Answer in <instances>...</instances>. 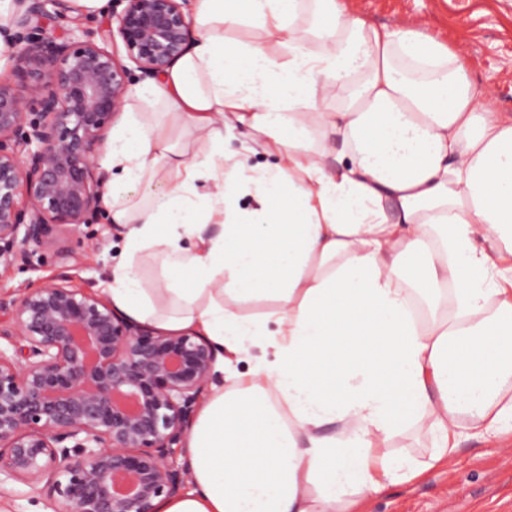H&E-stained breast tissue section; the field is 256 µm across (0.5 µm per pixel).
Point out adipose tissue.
<instances>
[{"label":"adipose tissue","instance_id":"adipose-tissue-1","mask_svg":"<svg viewBox=\"0 0 512 512\" xmlns=\"http://www.w3.org/2000/svg\"><path fill=\"white\" fill-rule=\"evenodd\" d=\"M302 2L196 0L198 38L130 86L106 146L100 204L125 231L112 306L236 355L273 353L229 386L216 361L185 441L190 488L162 512H338L451 455L456 429L512 423V114L480 105L464 61L413 27L315 0L318 22L301 29ZM241 26L261 39L228 43ZM335 86L348 99L332 112L317 92ZM233 122L273 163L227 160ZM178 127L207 152L177 150ZM147 251L153 284L138 272ZM229 297L277 310L246 318ZM404 422L436 434L428 461L376 453Z\"/></svg>","mask_w":512,"mask_h":512}]
</instances>
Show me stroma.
<instances>
[{
    "label": "stroma",
    "instance_id": "obj_1",
    "mask_svg": "<svg viewBox=\"0 0 512 512\" xmlns=\"http://www.w3.org/2000/svg\"><path fill=\"white\" fill-rule=\"evenodd\" d=\"M377 26L414 27L447 45L469 67L491 109L512 113V0H348ZM124 234L105 213L59 227L50 243L30 247L27 265L0 270V293L21 294L67 278L71 288L102 293L124 249ZM433 433L406 425L381 449L428 460ZM355 512H512V434L464 433L456 451L412 480L358 502Z\"/></svg>",
    "mask_w": 512,
    "mask_h": 512
}]
</instances>
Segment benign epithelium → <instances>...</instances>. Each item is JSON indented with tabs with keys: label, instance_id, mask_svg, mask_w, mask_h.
Here are the masks:
<instances>
[{
	"label": "benign epithelium",
	"instance_id": "1",
	"mask_svg": "<svg viewBox=\"0 0 512 512\" xmlns=\"http://www.w3.org/2000/svg\"><path fill=\"white\" fill-rule=\"evenodd\" d=\"M50 2L53 12L45 10ZM109 36L143 76L165 74L190 49L179 0H119ZM24 27L51 15L77 23L72 0H19ZM0 84V267L27 262L57 227L99 208L106 133L130 69L93 37L15 34ZM0 478L21 482L53 512H159L184 495V447L217 350L194 333L139 325L65 278L0 296Z\"/></svg>",
	"mask_w": 512,
	"mask_h": 512
}]
</instances>
